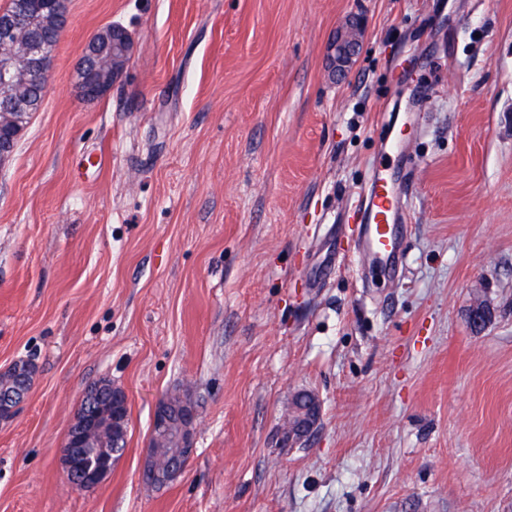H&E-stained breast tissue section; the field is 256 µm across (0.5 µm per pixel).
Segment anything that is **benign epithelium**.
<instances>
[{"instance_id": "benign-epithelium-1", "label": "benign epithelium", "mask_w": 512, "mask_h": 512, "mask_svg": "<svg viewBox=\"0 0 512 512\" xmlns=\"http://www.w3.org/2000/svg\"><path fill=\"white\" fill-rule=\"evenodd\" d=\"M29 22L30 13L21 11L0 23V31L4 33L0 39V82L4 84L9 83L8 76L14 71L28 81L42 83L47 80L50 60L28 39ZM111 27L112 43L87 41L75 70V75L79 76L76 88L87 100L101 98L111 90L112 83L108 77L116 57L127 59L134 52L135 40L132 33L114 23ZM359 30V21L351 20L346 31L339 33L330 46V50L334 51L332 61L336 65V72L344 74L353 65L358 54ZM91 60L97 62L94 71L100 75V79L94 83L81 78ZM20 134L15 113L1 110L0 160L9 157ZM36 369L33 360L18 359L0 372V378L13 374L23 380L36 374ZM29 389L30 383L27 382L19 396L4 399L0 407V424L9 423L16 417ZM85 396L90 403L78 408L61 455L66 481L79 490L95 488L112 471V465L122 449L106 448L100 442L112 441V430L116 425L129 421L128 396L122 387L99 383L89 387ZM320 416V401L308 395L296 415L288 419V441L298 443L313 435ZM195 422L196 414L191 403L185 401L174 406L165 398L159 400L152 419L149 443L151 452L144 464L142 477L152 483L171 482L185 472L194 447ZM171 434L179 445V453L163 467L159 465V451L163 438Z\"/></svg>"}]
</instances>
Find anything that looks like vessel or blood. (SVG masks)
<instances>
[{
  "label": "vessel or blood",
  "mask_w": 512,
  "mask_h": 512,
  "mask_svg": "<svg viewBox=\"0 0 512 512\" xmlns=\"http://www.w3.org/2000/svg\"><path fill=\"white\" fill-rule=\"evenodd\" d=\"M358 236L362 254L380 273L394 272L403 253L400 244L406 212L389 168L375 166L360 193Z\"/></svg>",
  "instance_id": "1"
}]
</instances>
